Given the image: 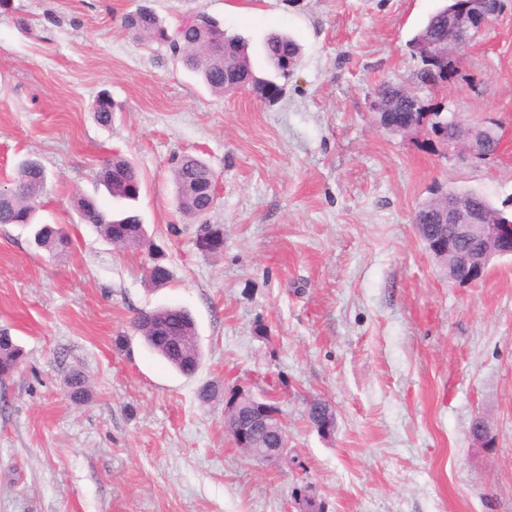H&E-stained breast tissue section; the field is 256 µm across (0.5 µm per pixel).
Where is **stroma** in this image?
<instances>
[{
  "mask_svg": "<svg viewBox=\"0 0 512 512\" xmlns=\"http://www.w3.org/2000/svg\"><path fill=\"white\" fill-rule=\"evenodd\" d=\"M442 0H6L0 6V182L40 162L36 220L66 252L0 224V330L20 345L0 380V512H512V258L459 285L420 240L419 206L439 188L484 195L512 215V0L456 55V72L417 83L408 42ZM168 28L203 12L250 44L257 74L273 32L302 62L276 100L211 93L167 46L137 39L123 14ZM389 81L427 112L486 124L503 139L462 158L428 132L393 133L370 108ZM119 105L99 124L93 103ZM140 171L138 201L97 181L107 157ZM191 154L215 171L203 222L181 215L170 172ZM140 215L170 271L153 285L150 250L83 224L76 196ZM177 305L203 358L183 376L133 325ZM81 371L88 402L65 378ZM225 395L204 404L206 383ZM279 409L288 448L250 458L224 426L236 388ZM328 403L325 436L307 421ZM489 443L475 447V418Z\"/></svg>",
  "mask_w": 512,
  "mask_h": 512,
  "instance_id": "1",
  "label": "stroma"
}]
</instances>
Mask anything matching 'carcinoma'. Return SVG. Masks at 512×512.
<instances>
[{
	"label": "carcinoma",
	"instance_id": "carcinoma-1",
	"mask_svg": "<svg viewBox=\"0 0 512 512\" xmlns=\"http://www.w3.org/2000/svg\"><path fill=\"white\" fill-rule=\"evenodd\" d=\"M448 7L438 10L421 26L409 40L411 55H416L423 41L440 43L448 40ZM122 25L134 36H145L152 41L166 44L172 53L180 58L183 66L192 71L204 86L213 93L222 94L224 84L235 82L246 89L257 88L265 80L256 76L249 53L248 42L239 35L227 33L218 23L200 13L195 26L181 25L175 30L164 27L158 18L143 10L128 13L122 18ZM267 63L279 77L287 80L301 62V48L285 34L270 35L264 45ZM387 106L404 107L411 111L417 121L425 116L417 95L408 89L391 83H383L375 90ZM116 104L112 98L102 94L95 102V116L101 123L112 121ZM173 182L177 189L178 208L184 213L201 216L209 211L205 198L187 192V186L197 184L204 188L212 185L215 176L209 165L190 155H183L172 170ZM100 184L116 199L135 201L141 191V178L135 166L128 160L114 156L101 167ZM46 182L44 167L36 161L21 163L10 185L0 189V224L31 225L34 220L36 201ZM460 197L473 208L482 209L494 217L503 213L494 208L482 195L465 191ZM76 208L81 219L94 226L106 240L112 239V225L125 227L123 245L142 247L145 244L143 229L135 215L112 219L103 212L96 202L88 197H79ZM37 241L51 251L63 250L70 240L67 233L50 224H39L36 229ZM164 321L173 332L186 336L189 350L185 354L171 350L154 336L153 327L144 318ZM135 326L148 348L165 360L174 369L191 376L197 371L202 359L197 343L195 322L188 311L175 307H159L141 312L135 318ZM22 349L6 331L0 332V378L8 377L18 370L22 363ZM67 393L75 403L89 400L90 393L84 376L72 372L66 382Z\"/></svg>",
	"mask_w": 512,
	"mask_h": 512
}]
</instances>
